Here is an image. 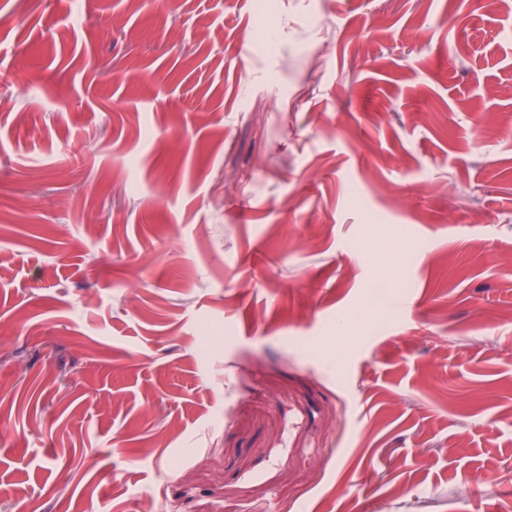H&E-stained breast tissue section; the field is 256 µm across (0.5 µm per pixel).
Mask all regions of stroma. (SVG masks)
Instances as JSON below:
<instances>
[{
    "label": "stroma",
    "mask_w": 512,
    "mask_h": 512,
    "mask_svg": "<svg viewBox=\"0 0 512 512\" xmlns=\"http://www.w3.org/2000/svg\"><path fill=\"white\" fill-rule=\"evenodd\" d=\"M0 0V512H512V0Z\"/></svg>",
    "instance_id": "1"
}]
</instances>
